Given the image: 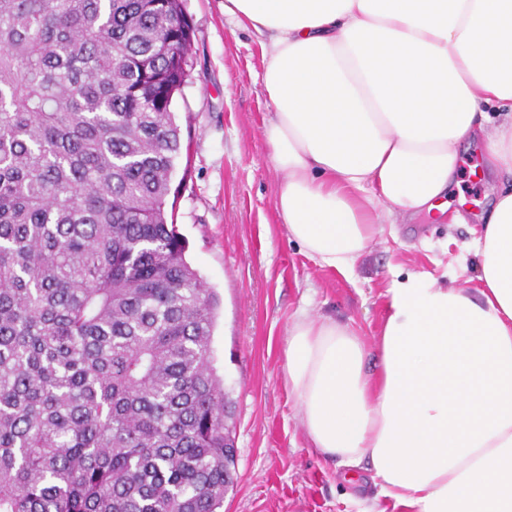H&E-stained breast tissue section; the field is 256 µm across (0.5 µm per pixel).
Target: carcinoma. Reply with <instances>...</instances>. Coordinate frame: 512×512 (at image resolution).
<instances>
[{
    "instance_id": "obj_1",
    "label": "carcinoma",
    "mask_w": 512,
    "mask_h": 512,
    "mask_svg": "<svg viewBox=\"0 0 512 512\" xmlns=\"http://www.w3.org/2000/svg\"><path fill=\"white\" fill-rule=\"evenodd\" d=\"M182 0H0V512H224L218 298L168 222Z\"/></svg>"
}]
</instances>
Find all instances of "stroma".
I'll return each mask as SVG.
<instances>
[{
    "label": "stroma",
    "mask_w": 512,
    "mask_h": 512,
    "mask_svg": "<svg viewBox=\"0 0 512 512\" xmlns=\"http://www.w3.org/2000/svg\"><path fill=\"white\" fill-rule=\"evenodd\" d=\"M225 0H183L193 30L191 72L174 110L182 130L174 222L187 258L219 299L214 366L237 448V480L224 512H399L369 473L348 480L319 455L284 378V350L298 313L350 324L374 349L390 283L425 272L478 287L474 259L459 244L468 219L489 208L502 180L484 154L463 150V224L441 213L385 225L352 276L320 267L290 241L276 211L282 175L265 126L272 116L262 82L261 37L224 14Z\"/></svg>",
    "instance_id": "35a3bbf8"
}]
</instances>
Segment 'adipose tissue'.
<instances>
[{"instance_id": "adipose-tissue-1", "label": "adipose tissue", "mask_w": 512, "mask_h": 512, "mask_svg": "<svg viewBox=\"0 0 512 512\" xmlns=\"http://www.w3.org/2000/svg\"><path fill=\"white\" fill-rule=\"evenodd\" d=\"M224 12L265 37L276 207L320 267L352 274L384 225L444 209L463 144L512 176V0H225ZM482 220L463 245L479 288L392 281L376 354L328 318L288 332L285 381L313 447L406 512H512V187Z\"/></svg>"}]
</instances>
